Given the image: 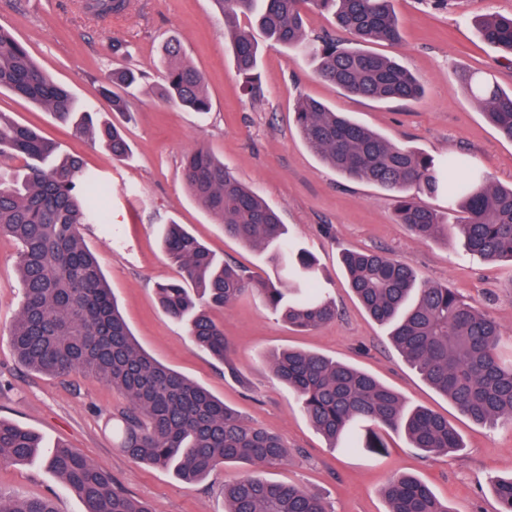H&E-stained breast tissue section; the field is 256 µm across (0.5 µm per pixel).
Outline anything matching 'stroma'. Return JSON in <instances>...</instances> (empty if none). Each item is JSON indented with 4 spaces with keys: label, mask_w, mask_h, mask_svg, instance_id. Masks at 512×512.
Instances as JSON below:
<instances>
[{
    "label": "stroma",
    "mask_w": 512,
    "mask_h": 512,
    "mask_svg": "<svg viewBox=\"0 0 512 512\" xmlns=\"http://www.w3.org/2000/svg\"><path fill=\"white\" fill-rule=\"evenodd\" d=\"M403 39L369 44L371 52L396 58L414 72L424 93L410 102H385L345 94L316 74L312 57L264 46L261 97L246 96L224 43V18L211 0H131L123 15L100 22L78 0H0V26L23 42L38 65L70 90L102 121L113 120L99 89L114 67L126 63L144 79L125 125L132 154L114 159L98 141L74 135L70 124L11 93L0 94V111L33 126L60 152L78 155L107 187L106 224H82L84 244L97 254L123 318L139 347L161 364L207 388L248 422L278 433L288 461L254 467L227 464L206 480L188 484L171 472L139 464L113 442L112 413L126 398L74 372L48 376L21 367L8 340L22 293L16 271L17 243L0 236V417L38 433L45 447L64 443L108 468L117 484L154 512H224L225 484L258 473L270 480L318 492L332 512H387L382 489L396 472L426 481L451 512H496L490 479L512 474V426L478 425L405 362L349 288L340 257L348 249L377 250L408 264L418 284H439L491 315L512 348V261L469 254L457 239L422 241L394 218L393 192L346 179L304 145L293 123L299 96L320 100L391 141L437 157L459 154L494 183L512 184V143L501 139L459 81L470 72L503 90L512 89V65L478 34L473 21L512 14V0H393ZM178 39L187 60L205 78L211 110L200 115L158 94L162 47ZM128 45V55L111 44ZM209 149L236 176L276 209L289 236L313 254L330 281L336 321L309 332L292 330L245 295L209 314L233 343L237 375L195 349L184 324L158 307L156 283L177 278L161 244L169 221L183 224L224 261L260 279L274 276L269 254L225 235L202 210L182 178L184 155ZM324 355L372 375L411 407H426L454 426L463 447L428 456L403 435L381 434V452L331 449L275 378L271 356L282 349ZM0 492L53 498L58 512H82L41 460L0 461Z\"/></svg>",
    "instance_id": "stroma-1"
}]
</instances>
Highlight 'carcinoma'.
I'll use <instances>...</instances> for the list:
<instances>
[{
	"mask_svg": "<svg viewBox=\"0 0 512 512\" xmlns=\"http://www.w3.org/2000/svg\"><path fill=\"white\" fill-rule=\"evenodd\" d=\"M212 2L224 14L233 64L251 98L262 93L261 49L250 29L239 25L241 16L254 20L270 43L311 56L318 75L347 94L409 102L424 92L411 71L363 48L399 40L392 0ZM83 8L108 18L124 12L127 0H83ZM309 8L332 13L354 46L309 37L303 19ZM475 26L485 42L512 61V15L477 18ZM140 79L131 69L112 73V86L103 89L112 111L128 112L127 98L115 88L128 90ZM162 80L160 95L166 100L195 112L209 111L204 77L185 61L177 43L165 47ZM460 82L486 121L512 142V90L472 73L460 74ZM2 91L46 107L77 134L105 144L116 159L130 152L121 126L78 111L73 95L0 27ZM294 121L307 149L336 173L395 193L396 222L416 237L457 236L472 255L512 260V186L491 182L462 156L436 158L400 146L307 96L297 100ZM0 161V235L19 245L22 304L9 330L18 361L58 377L78 370L121 392L128 404L112 416L119 423L117 447L134 461L161 467L184 481H202L228 463L259 466L288 459L290 449L279 436L248 424L205 387L138 348L96 255L77 232L79 224L107 223L101 206L106 188L98 177L8 112H0ZM183 175L194 201L224 226L225 234L270 251L271 262L285 271L273 280L257 281L216 257L184 225L168 224L163 246L180 278L157 284V301L169 318L187 325L198 350L237 374L223 330L201 308L204 298L224 307L252 294L301 330L336 319V304L326 295L313 259L288 237L276 210L204 148L185 157ZM440 191L448 193V208L457 213L453 224L420 201V196ZM342 264L361 306L391 326L393 346L426 382L477 424L512 423V359L502 355L503 331L493 318L449 288L416 285L413 270L389 256L347 250ZM272 367L333 448L359 447L357 427L374 435L380 429L402 432L412 447L427 454L461 447L447 418L407 407L366 372L297 350L277 355ZM36 457L79 497L83 512H153L122 490L105 467L62 443L44 451L37 433L0 418V459ZM492 488L497 512H512V476L494 480ZM384 495L388 512H450L427 483L413 476L392 477ZM0 512L58 509L51 499H18L0 492ZM224 512L328 510L311 491L248 474L224 485Z\"/></svg>",
	"mask_w": 512,
	"mask_h": 512,
	"instance_id": "obj_1",
	"label": "carcinoma"
}]
</instances>
